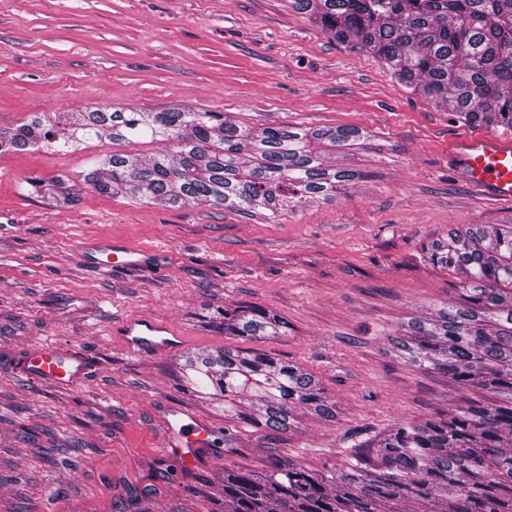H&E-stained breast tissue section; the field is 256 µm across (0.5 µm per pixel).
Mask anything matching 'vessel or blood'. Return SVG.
I'll return each mask as SVG.
<instances>
[{
	"label": "vessel or blood",
	"mask_w": 512,
	"mask_h": 512,
	"mask_svg": "<svg viewBox=\"0 0 512 512\" xmlns=\"http://www.w3.org/2000/svg\"><path fill=\"white\" fill-rule=\"evenodd\" d=\"M450 171L481 195L512 203V136L476 132L457 139L448 152ZM83 263L100 270L145 267L147 254L125 243L97 244L79 254ZM124 349L132 355L158 356L179 347L182 336L166 321L133 315L116 328ZM13 374L36 385L77 391L91 380L97 364L81 344L67 346L52 341L23 348L11 360ZM166 437L160 448L162 460L181 469L197 466L202 459H222L224 432L180 408H169L162 421Z\"/></svg>",
	"instance_id": "obj_1"
}]
</instances>
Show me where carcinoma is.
Listing matches in <instances>:
<instances>
[{"label": "carcinoma", "instance_id": "cac0c4a2", "mask_svg": "<svg viewBox=\"0 0 512 512\" xmlns=\"http://www.w3.org/2000/svg\"><path fill=\"white\" fill-rule=\"evenodd\" d=\"M316 19L334 39H354L397 79L430 99L453 102L471 126L512 128V0H320ZM358 129L266 127L257 134L222 112H81L50 121L39 113L0 137V153L38 147L61 152L95 140L177 142L175 155L139 162L112 153L84 175L100 194L224 206L277 217L302 200L336 193L356 172L326 166L324 146ZM33 193L72 200L69 179L34 178ZM427 258L465 270L461 303L410 325L411 363L485 394L436 419L401 423L373 445L351 451L340 473L276 462L266 472L224 470V512H512V227L465 224ZM224 335L282 336L288 321L254 305L224 309ZM188 380L222 404L224 442L238 425L286 432L296 409L336 416L307 369L239 347L188 361Z\"/></svg>", "mask_w": 512, "mask_h": 512}]
</instances>
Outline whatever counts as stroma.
Instances as JSON below:
<instances>
[{
    "label": "stroma",
    "instance_id": "stroma-1",
    "mask_svg": "<svg viewBox=\"0 0 512 512\" xmlns=\"http://www.w3.org/2000/svg\"><path fill=\"white\" fill-rule=\"evenodd\" d=\"M93 109H207L253 131L354 127L329 163L358 177L272 220L85 187L112 152L146 161L173 152L169 142L1 153L0 360L49 338L83 343L100 370L77 393L0 369V512H125L133 497L143 512H224L225 470L262 472L278 457L339 473L353 444L476 399L414 367L402 345L411 320L459 298L458 274L422 247L463 224L512 226V204L449 176V146L471 131L450 103L336 41L296 0H0V132L35 112ZM58 175L76 202L29 191V178ZM113 239L153 264L104 272L79 260ZM242 303L284 317L287 335L241 342L213 327ZM132 314L172 321L183 346L128 354L110 330ZM238 346L308 369L335 419L302 410L286 433L241 427L222 459L195 471L165 464L164 406L223 421L185 385V360Z\"/></svg>",
    "mask_w": 512,
    "mask_h": 512
}]
</instances>
